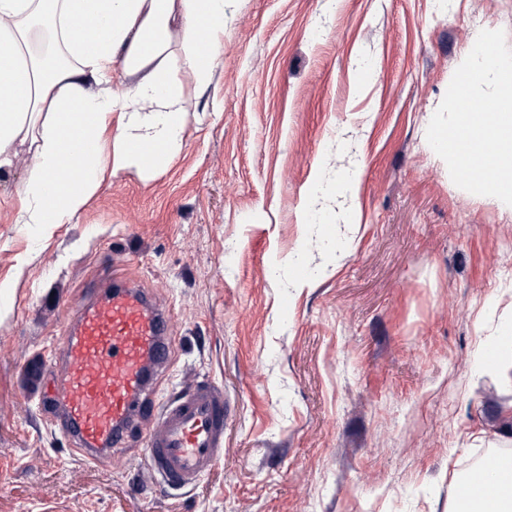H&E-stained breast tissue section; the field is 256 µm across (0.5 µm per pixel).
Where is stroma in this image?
I'll return each instance as SVG.
<instances>
[{
	"label": "stroma",
	"instance_id": "35a3bbf8",
	"mask_svg": "<svg viewBox=\"0 0 512 512\" xmlns=\"http://www.w3.org/2000/svg\"><path fill=\"white\" fill-rule=\"evenodd\" d=\"M512 0H236L183 145L107 178L66 224L17 221L36 161L0 172V512H448L477 449H512V208L458 188L426 140ZM352 184L329 207L316 194ZM303 269L296 278L295 269ZM170 309L158 398L224 389V454L150 482L142 435L86 461L22 388L113 275Z\"/></svg>",
	"mask_w": 512,
	"mask_h": 512
}]
</instances>
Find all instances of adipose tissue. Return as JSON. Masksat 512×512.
<instances>
[{"label":"adipose tissue","instance_id":"ef3b65f1","mask_svg":"<svg viewBox=\"0 0 512 512\" xmlns=\"http://www.w3.org/2000/svg\"><path fill=\"white\" fill-rule=\"evenodd\" d=\"M233 0H0V170L19 147L37 165L17 189L22 224H65L105 175L158 171L182 144L184 94L170 66L181 29L197 93L224 65ZM208 55H201V44ZM133 82L108 88L115 67ZM84 144L75 168L66 157ZM154 147L144 160L135 147Z\"/></svg>","mask_w":512,"mask_h":512}]
</instances>
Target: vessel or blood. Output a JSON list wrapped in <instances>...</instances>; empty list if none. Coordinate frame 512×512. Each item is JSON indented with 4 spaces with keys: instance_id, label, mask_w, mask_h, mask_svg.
Returning a JSON list of instances; mask_svg holds the SVG:
<instances>
[{
    "instance_id": "b4317fda",
    "label": "vessel or blood",
    "mask_w": 512,
    "mask_h": 512,
    "mask_svg": "<svg viewBox=\"0 0 512 512\" xmlns=\"http://www.w3.org/2000/svg\"><path fill=\"white\" fill-rule=\"evenodd\" d=\"M170 312L120 276L77 305L62 333L58 358L29 361L25 387L42 414L85 460L96 461L141 429L149 477L172 488L195 487L224 453V390L194 379L179 394L157 401L175 338ZM502 456H488L480 473L460 480L465 507L502 493L492 473Z\"/></svg>"
}]
</instances>
